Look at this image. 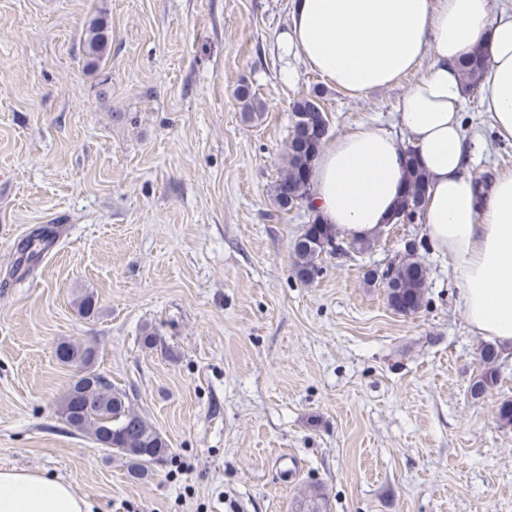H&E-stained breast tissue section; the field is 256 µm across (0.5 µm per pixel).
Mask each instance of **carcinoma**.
<instances>
[{
    "instance_id": "1",
    "label": "carcinoma",
    "mask_w": 512,
    "mask_h": 512,
    "mask_svg": "<svg viewBox=\"0 0 512 512\" xmlns=\"http://www.w3.org/2000/svg\"><path fill=\"white\" fill-rule=\"evenodd\" d=\"M86 51L93 60L103 58L107 36L102 27L92 24L86 32ZM486 64L484 53L474 48L457 63L465 91L479 87L480 74ZM293 130L289 136L286 164L280 179L274 185L277 205L288 210L300 202H310L312 172L324 139L327 119L320 105V94L302 97L293 103ZM405 189L395 206L393 223L408 215L416 222L423 221V210L430 179L416 162L412 149H406ZM337 234L330 224L324 223L317 211L306 233L294 242L295 270L304 281H312L320 273L319 258L324 253L336 252ZM410 248L398 262L382 274L386 285L399 286L405 308L403 314L415 313L422 308L426 269L412 258ZM94 352L77 343L63 342L56 349V357L65 364H80L83 374L70 387L59 404L58 412L67 426L93 436L99 445L112 450V455L125 460L131 474L137 478L148 475L152 466L165 462L170 456L166 439L141 413L136 411L126 391L112 386L105 376L91 371ZM499 351L492 345L482 348L481 371L471 386V394L481 397L497 385ZM325 497L314 491L298 501L296 512H324Z\"/></svg>"
}]
</instances>
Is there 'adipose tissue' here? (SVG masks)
<instances>
[{
	"label": "adipose tissue",
	"instance_id": "ef3b65f1",
	"mask_svg": "<svg viewBox=\"0 0 512 512\" xmlns=\"http://www.w3.org/2000/svg\"><path fill=\"white\" fill-rule=\"evenodd\" d=\"M482 47L481 105L497 141L512 145V11L490 0H292L279 42L337 89L356 96L432 62L398 108V131L362 124L329 141L310 182L313 207L340 237H373L404 183L406 147L430 178L423 234L450 258L472 331L512 346V175L482 190L470 174L456 63ZM0 512H90L67 482L0 469Z\"/></svg>",
	"mask_w": 512,
	"mask_h": 512
}]
</instances>
